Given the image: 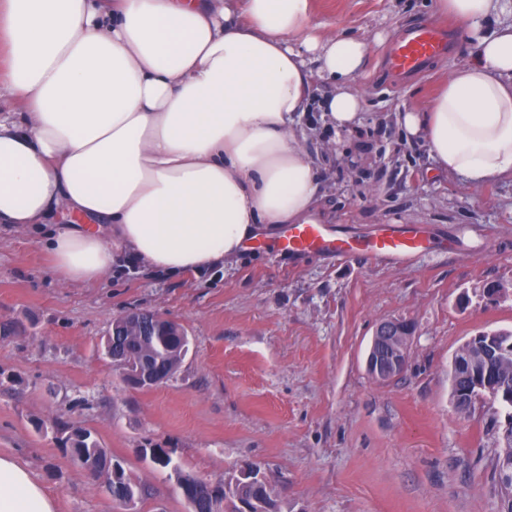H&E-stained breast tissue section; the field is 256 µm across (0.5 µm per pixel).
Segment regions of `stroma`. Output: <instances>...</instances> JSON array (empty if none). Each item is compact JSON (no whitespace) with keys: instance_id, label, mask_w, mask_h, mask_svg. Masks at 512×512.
<instances>
[{"instance_id":"stroma-1","label":"stroma","mask_w":512,"mask_h":512,"mask_svg":"<svg viewBox=\"0 0 512 512\" xmlns=\"http://www.w3.org/2000/svg\"><path fill=\"white\" fill-rule=\"evenodd\" d=\"M425 21L456 26L452 51L393 76L391 45ZM312 22L369 43L360 125L337 134L315 119L304 141L321 176L316 221L355 237L411 225L432 248L392 265L265 238L200 272L139 265L75 285L51 267L48 225L1 226L0 454L26 465L58 512H126L65 450L74 427L143 487L138 512H189L174 472L142 456L153 447L213 483L259 463L281 512H499L506 411L480 399L460 417L451 364L478 332L512 331V176L470 188L396 123L468 59L467 29L438 0H314ZM492 284L500 296L486 295ZM131 310L174 319L190 339L176 374L143 390L103 349ZM391 320L414 327L408 364L379 381L367 353Z\"/></svg>"}]
</instances>
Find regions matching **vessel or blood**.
Instances as JSON below:
<instances>
[{"label": "vessel or blood", "instance_id": "b4317fda", "mask_svg": "<svg viewBox=\"0 0 512 512\" xmlns=\"http://www.w3.org/2000/svg\"><path fill=\"white\" fill-rule=\"evenodd\" d=\"M450 47V32L437 24L420 23L412 27L390 51L392 69L405 73L422 67L430 58ZM429 239L418 230L388 229L367 238L332 234L321 224H292L279 241L284 252L327 253L342 258L365 254L377 261L397 263L422 253Z\"/></svg>", "mask_w": 512, "mask_h": 512}]
</instances>
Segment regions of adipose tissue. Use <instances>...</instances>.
Here are the masks:
<instances>
[{"label":"adipose tissue","mask_w":512,"mask_h":512,"mask_svg":"<svg viewBox=\"0 0 512 512\" xmlns=\"http://www.w3.org/2000/svg\"><path fill=\"white\" fill-rule=\"evenodd\" d=\"M439 5L467 25L470 59L399 124L478 187L512 174V23L496 22L505 0ZM0 47V225L57 222L47 245L72 283L123 258L212 268L260 226L312 223L297 132L312 77L335 83L320 105L335 131L363 109L368 43L318 32L312 0H0ZM0 512L57 502L0 455Z\"/></svg>","instance_id":"ef3b65f1"}]
</instances>
